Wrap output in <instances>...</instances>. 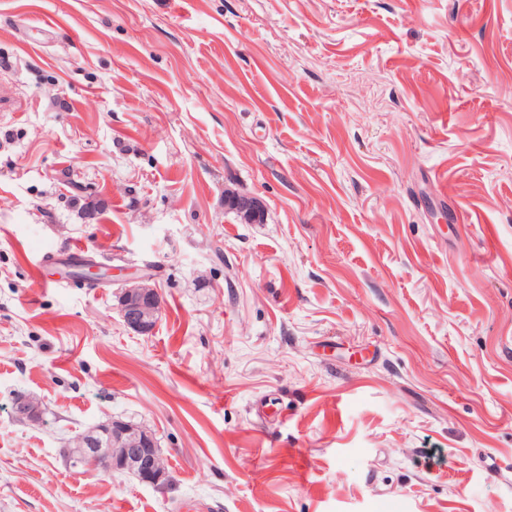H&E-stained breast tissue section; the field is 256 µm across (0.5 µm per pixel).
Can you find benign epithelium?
Instances as JSON below:
<instances>
[{
  "mask_svg": "<svg viewBox=\"0 0 512 512\" xmlns=\"http://www.w3.org/2000/svg\"><path fill=\"white\" fill-rule=\"evenodd\" d=\"M224 210L233 212L245 224H256L263 218L256 198L234 190L224 191ZM124 324L131 330L148 334L155 328L160 296L146 284L122 289L118 298ZM15 419L35 423L42 419V403L34 397L20 395L12 403ZM59 454L75 468H97L106 473H130L142 483L163 488L169 482L164 456L152 433L121 419H109L79 436L77 442H66Z\"/></svg>",
  "mask_w": 512,
  "mask_h": 512,
  "instance_id": "1",
  "label": "benign epithelium"
}]
</instances>
